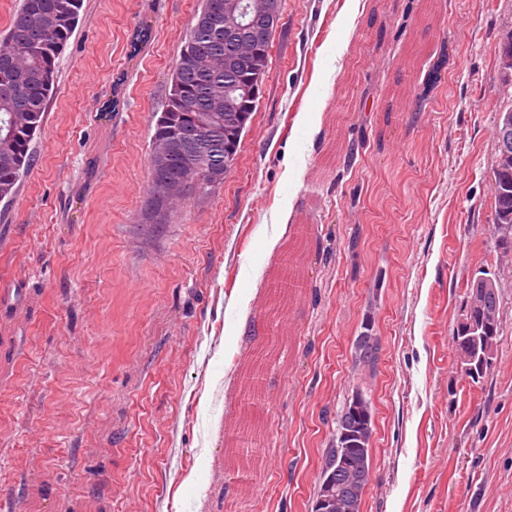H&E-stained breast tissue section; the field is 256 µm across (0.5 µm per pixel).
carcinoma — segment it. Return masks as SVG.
<instances>
[{"mask_svg":"<svg viewBox=\"0 0 512 512\" xmlns=\"http://www.w3.org/2000/svg\"><path fill=\"white\" fill-rule=\"evenodd\" d=\"M214 0H202L198 22L186 35L176 59L162 105L164 112H204L212 89L224 83L223 60L195 69L186 52L195 41L210 40L224 48V33L203 31L205 15ZM83 0H22L9 29L0 41V200L12 199L34 161L33 141L41 134L47 107L57 90V64L77 26ZM495 213L512 214V164L494 162ZM458 354L475 357V342L458 328ZM368 402H349L338 419V429L371 424Z\"/></svg>","mask_w":512,"mask_h":512,"instance_id":"carcinoma-1","label":"carcinoma"}]
</instances>
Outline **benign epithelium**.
Segmentation results:
<instances>
[{"label":"benign epithelium","mask_w":512,"mask_h":512,"mask_svg":"<svg viewBox=\"0 0 512 512\" xmlns=\"http://www.w3.org/2000/svg\"><path fill=\"white\" fill-rule=\"evenodd\" d=\"M281 0H224V10L207 17L208 26L224 24V88L210 97L212 111L197 113L190 122L168 121L152 140L149 165L151 190L146 213L152 224L166 222L175 193H192L204 176L224 180L234 165L242 135L251 124L266 78L264 62L279 26ZM224 125V156L210 150L217 122ZM497 142L500 160L512 161V112L499 113ZM473 302L481 319L493 317L495 289L485 276L472 279ZM366 463L352 461L336 471V481L323 487L318 501L332 502L338 512H354L348 489L356 484Z\"/></svg>","instance_id":"1"}]
</instances>
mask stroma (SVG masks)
<instances>
[{
	"label": "stroma",
	"instance_id": "stroma-1",
	"mask_svg": "<svg viewBox=\"0 0 512 512\" xmlns=\"http://www.w3.org/2000/svg\"><path fill=\"white\" fill-rule=\"evenodd\" d=\"M199 8L84 0L0 202V512H312L356 396L363 512H512V251L490 179L512 0H282L234 167L153 227L155 114ZM479 270L503 330L472 385L454 331ZM252 374L266 446L228 488ZM357 400L359 418L353 413V407ZM371 419L372 415L368 402L362 397H355L343 409L338 419L337 432L339 433L342 429H349L351 426H361L362 428H365L367 425L371 426Z\"/></svg>",
	"mask_w": 512,
	"mask_h": 512
}]
</instances>
